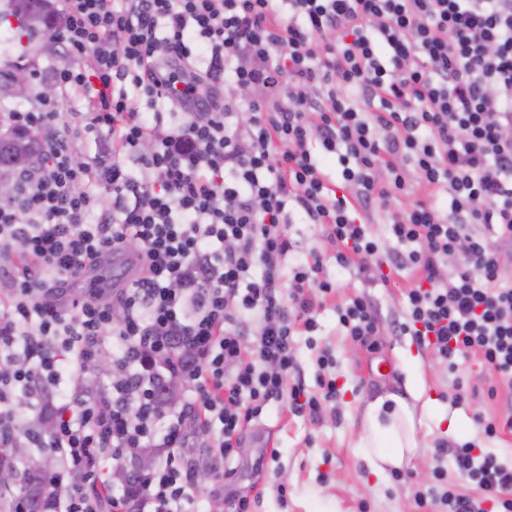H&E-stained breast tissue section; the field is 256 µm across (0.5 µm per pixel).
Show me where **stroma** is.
I'll use <instances>...</instances> for the list:
<instances>
[{"label":"stroma","instance_id":"obj_1","mask_svg":"<svg viewBox=\"0 0 512 512\" xmlns=\"http://www.w3.org/2000/svg\"><path fill=\"white\" fill-rule=\"evenodd\" d=\"M61 62L58 54L44 53L41 40L20 47L5 24H0V71L18 65L30 77L26 97L0 95V133L8 129L4 113L35 106L47 73ZM325 270L337 288L319 309L316 329L296 336L294 349L305 387L316 393L320 381L332 378L339 388L337 397L323 401L314 419L293 414L281 403L247 424L230 464L231 474L221 482L211 478L196 484L199 512H220L223 500L235 496L252 500L253 512H419L414 495L431 484L435 467L444 468L449 480H456L451 450L457 444L475 442L512 463V432L489 439L475 421L479 415L511 410L512 386L492 384L486 368L472 356L460 359L456 371H448L415 337L399 331L411 275L402 273L386 285L368 279L356 268H337L331 257L325 260ZM354 295L369 299L378 316L377 332L364 344L338 320V307ZM323 354L330 359L324 368L318 364ZM413 381L420 382L425 397L447 406L449 415L458 418L464 429L455 436L420 431L421 443L411 464L376 476L356 447L363 402L388 393L407 395V385ZM459 383L467 397L455 405L451 396ZM492 386L497 389L493 397L488 394ZM440 442L447 452L437 458L433 450ZM282 487L287 490L283 496L278 493Z\"/></svg>","mask_w":512,"mask_h":512}]
</instances>
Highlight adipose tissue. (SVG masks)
Segmentation results:
<instances>
[{
	"label": "adipose tissue",
	"mask_w": 512,
	"mask_h": 512,
	"mask_svg": "<svg viewBox=\"0 0 512 512\" xmlns=\"http://www.w3.org/2000/svg\"><path fill=\"white\" fill-rule=\"evenodd\" d=\"M422 418H416L413 409L397 394L380 396L370 401L365 409L359 446L374 474H383L386 468H401L409 461L412 448L417 445V429Z\"/></svg>",
	"instance_id": "adipose-tissue-1"
}]
</instances>
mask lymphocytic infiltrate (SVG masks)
Masks as SVG:
<instances>
[{
	"instance_id": "obj_1",
	"label": "lymphocytic infiltrate",
	"mask_w": 512,
	"mask_h": 512,
	"mask_svg": "<svg viewBox=\"0 0 512 512\" xmlns=\"http://www.w3.org/2000/svg\"><path fill=\"white\" fill-rule=\"evenodd\" d=\"M50 27L64 60L50 80L78 94L84 121H60L42 96L6 116L46 138L0 201V447L27 438L58 455L56 512H193L186 418L220 480L268 405L319 414L322 397L295 377L293 338L315 330L336 284L321 251L291 261L292 206L338 266L384 283L416 275L402 331L449 369L471 354L512 385V287L500 277L512 246V0H59ZM227 76L248 98L202 92ZM101 133L108 148L76 162L79 140ZM322 152L337 155L342 190ZM399 195L412 203L391 209ZM375 207L401 252L359 221ZM128 250L138 272L111 302L72 294L101 257ZM104 354L122 372L111 394L63 389L64 372ZM162 376L184 386L181 409L157 404ZM20 397L50 410L49 432L29 436ZM141 448L156 463L115 495L101 463ZM453 460L479 497L439 468L415 494L423 512H512V465L471 441Z\"/></svg>"
}]
</instances>
